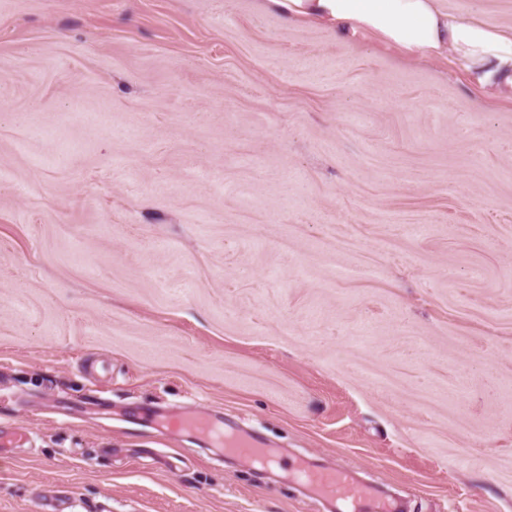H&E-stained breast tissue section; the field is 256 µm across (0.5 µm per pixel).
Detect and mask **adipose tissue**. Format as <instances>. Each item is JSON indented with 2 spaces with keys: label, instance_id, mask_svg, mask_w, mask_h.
<instances>
[{
  "label": "adipose tissue",
  "instance_id": "1",
  "mask_svg": "<svg viewBox=\"0 0 512 512\" xmlns=\"http://www.w3.org/2000/svg\"><path fill=\"white\" fill-rule=\"evenodd\" d=\"M288 21L370 35L408 59L454 53L477 82L512 88V30L448 12L443 0H265Z\"/></svg>",
  "mask_w": 512,
  "mask_h": 512
}]
</instances>
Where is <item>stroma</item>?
I'll return each mask as SVG.
<instances>
[{
  "label": "stroma",
  "mask_w": 512,
  "mask_h": 512,
  "mask_svg": "<svg viewBox=\"0 0 512 512\" xmlns=\"http://www.w3.org/2000/svg\"><path fill=\"white\" fill-rule=\"evenodd\" d=\"M145 408L512 512V100L263 0H0V512H322Z\"/></svg>",
  "instance_id": "stroma-1"
}]
</instances>
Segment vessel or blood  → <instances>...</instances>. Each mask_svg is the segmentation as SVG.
<instances>
[{
    "label": "vessel or blood",
    "mask_w": 512,
    "mask_h": 512,
    "mask_svg": "<svg viewBox=\"0 0 512 512\" xmlns=\"http://www.w3.org/2000/svg\"><path fill=\"white\" fill-rule=\"evenodd\" d=\"M184 430L206 436L220 433L215 423L206 417L171 416L161 425L165 434ZM224 436L229 452L269 469L281 466V456L262 442L230 432ZM290 470L295 479L315 495L334 503L336 512H399L393 500L379 495L373 486L355 481L348 471L336 467L315 468L300 459L293 461Z\"/></svg>",
    "instance_id": "b4317fda"
}]
</instances>
